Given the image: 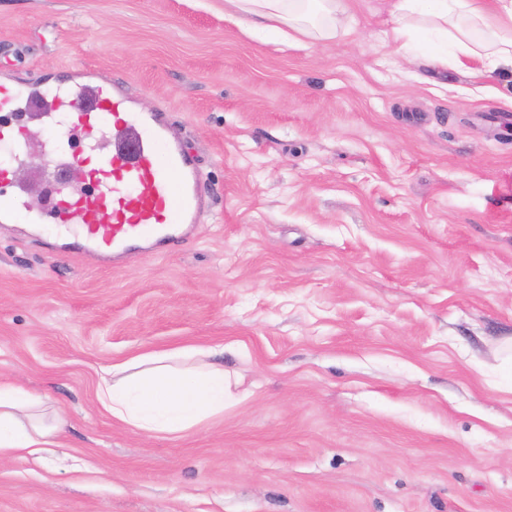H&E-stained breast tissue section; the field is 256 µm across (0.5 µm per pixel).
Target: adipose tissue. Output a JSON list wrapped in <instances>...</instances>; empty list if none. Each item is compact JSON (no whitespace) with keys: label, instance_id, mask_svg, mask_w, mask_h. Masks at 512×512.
<instances>
[{"label":"adipose tissue","instance_id":"adipose-tissue-1","mask_svg":"<svg viewBox=\"0 0 512 512\" xmlns=\"http://www.w3.org/2000/svg\"><path fill=\"white\" fill-rule=\"evenodd\" d=\"M386 42L409 56L419 40L435 50L433 68L471 61L488 82L512 80V0H388ZM224 16L243 33L308 45L351 33L348 0H224ZM197 348L149 352L102 370L97 393L113 420L146 435L178 434L223 414L228 382L222 366ZM61 412L0 379V460L60 447Z\"/></svg>","mask_w":512,"mask_h":512}]
</instances>
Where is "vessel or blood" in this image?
<instances>
[{
  "label": "vessel or blood",
  "instance_id": "b4317fda",
  "mask_svg": "<svg viewBox=\"0 0 512 512\" xmlns=\"http://www.w3.org/2000/svg\"><path fill=\"white\" fill-rule=\"evenodd\" d=\"M92 78L88 71L68 75L49 98L39 77L20 87L0 83V112L21 100L46 99L50 112L70 117L76 127L93 126L101 112L114 114V149L85 191L61 199V223L86 227V245L99 253H116L133 242L176 243V229L195 223L200 204L193 159L171 137L163 114L132 111L129 97L115 87L93 84ZM133 125L140 131L130 139L126 131ZM26 207L22 195L8 190L0 177V223H13Z\"/></svg>",
  "mask_w": 512,
  "mask_h": 512
}]
</instances>
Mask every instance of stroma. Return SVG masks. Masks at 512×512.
<instances>
[{
	"label": "stroma",
	"mask_w": 512,
	"mask_h": 512,
	"mask_svg": "<svg viewBox=\"0 0 512 512\" xmlns=\"http://www.w3.org/2000/svg\"><path fill=\"white\" fill-rule=\"evenodd\" d=\"M353 35L246 36L224 0H0V82L91 70L164 113L205 190L112 259L0 227V375L65 446L0 461V512H512V83ZM422 80H415V73ZM0 151L43 212L84 179L35 111ZM223 347L222 416L144 435L100 369Z\"/></svg>",
	"instance_id": "stroma-1"
}]
</instances>
